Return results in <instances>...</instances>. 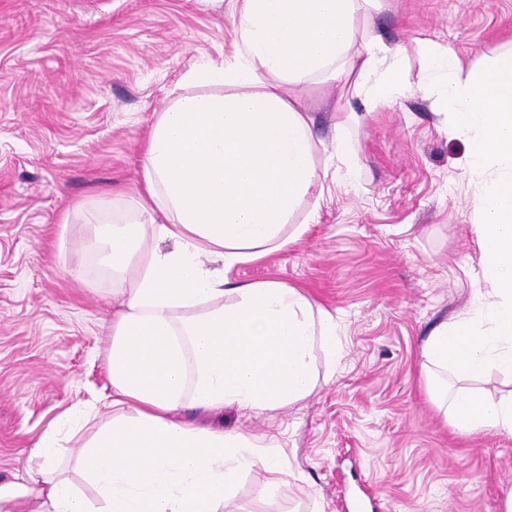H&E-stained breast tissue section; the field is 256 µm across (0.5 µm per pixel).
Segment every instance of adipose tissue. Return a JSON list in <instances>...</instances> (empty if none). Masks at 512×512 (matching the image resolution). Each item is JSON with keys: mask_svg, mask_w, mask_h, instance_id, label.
<instances>
[{"mask_svg": "<svg viewBox=\"0 0 512 512\" xmlns=\"http://www.w3.org/2000/svg\"><path fill=\"white\" fill-rule=\"evenodd\" d=\"M360 7L361 0H243L235 62L188 77L219 78L237 93L187 95L161 112L134 216L117 222L87 213L102 265L135 275L112 317L104 400L117 415L71 456L61 434L79 415L58 414L22 469L0 482V512H14L21 499L35 500V512H220L236 474L261 458L248 436L195 426L183 408L293 404L318 383L314 344L329 362L340 358L332 316L314 311L296 288L265 281L229 289L207 263H245L306 232L291 219L318 186L314 121L299 101L309 79L349 83L388 102L411 89L396 63L400 48L360 34ZM149 237L156 245L134 269ZM166 241L172 249H163ZM75 473L95 500L78 490Z\"/></svg>", "mask_w": 512, "mask_h": 512, "instance_id": "adipose-tissue-1", "label": "adipose tissue"}]
</instances>
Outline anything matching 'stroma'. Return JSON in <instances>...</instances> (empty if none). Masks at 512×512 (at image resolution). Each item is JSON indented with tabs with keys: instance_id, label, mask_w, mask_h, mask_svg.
Returning <instances> with one entry per match:
<instances>
[{
	"instance_id": "obj_1",
	"label": "stroma",
	"mask_w": 512,
	"mask_h": 512,
	"mask_svg": "<svg viewBox=\"0 0 512 512\" xmlns=\"http://www.w3.org/2000/svg\"><path fill=\"white\" fill-rule=\"evenodd\" d=\"M238 0H0V480L50 421L97 406L112 315L129 276L98 262L84 216L133 212L151 129L188 93V74L241 46ZM365 36L453 50L471 67L512 50V0H377ZM434 89L389 103L309 82L323 142L322 193L288 247L225 269L227 287L279 281L336 320L341 358L314 359L306 399L260 413L234 406L190 422L275 444L279 464L241 472L222 512H348L368 487L375 512H505L512 436L460 433L430 400L421 348L466 316L483 287L472 228L482 185L470 138L437 112ZM86 280L73 279V271Z\"/></svg>"
}]
</instances>
